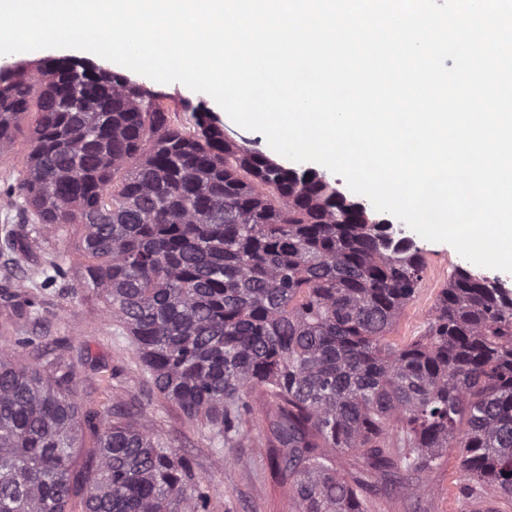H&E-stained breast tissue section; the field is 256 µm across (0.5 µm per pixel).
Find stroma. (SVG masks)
Listing matches in <instances>:
<instances>
[{
  "label": "stroma",
  "instance_id": "stroma-1",
  "mask_svg": "<svg viewBox=\"0 0 512 512\" xmlns=\"http://www.w3.org/2000/svg\"><path fill=\"white\" fill-rule=\"evenodd\" d=\"M138 81L176 110L181 122L191 121L194 110L207 109L223 118L224 132L230 140L268 153L265 136L225 121L224 110L210 95L189 90L179 82L159 83L143 75ZM37 119V112H27L18 124L12 146L0 150V193L23 179ZM83 236L79 224L34 235L23 270L34 271L52 260L64 268L66 275L37 288L39 306L34 320L19 319L11 306L0 301V350H10L16 337L36 336L40 343L29 348V362L65 356L79 376L76 393L82 404L95 410L108 406L113 412L134 417L162 442L187 455L196 475L208 478L218 490L213 499L214 512H288V485L271 472L270 450L260 433H253L250 442L230 449V463L218 465L206 431L153 389L130 342L116 337L115 323L105 313L102 295L81 276L88 262ZM417 244L425 257L422 286L388 335L390 342L399 346L424 334L449 275L454 267L467 264L450 244L422 238ZM425 483L426 490L404 492L392 475H379L367 499L368 512H512V500L474 490L464 480L455 449H446L442 467L429 474Z\"/></svg>",
  "mask_w": 512,
  "mask_h": 512
}]
</instances>
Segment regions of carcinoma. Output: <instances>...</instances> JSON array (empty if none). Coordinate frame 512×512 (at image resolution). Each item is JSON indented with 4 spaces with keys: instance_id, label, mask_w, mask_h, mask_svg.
<instances>
[{
    "instance_id": "carcinoma-1",
    "label": "carcinoma",
    "mask_w": 512,
    "mask_h": 512,
    "mask_svg": "<svg viewBox=\"0 0 512 512\" xmlns=\"http://www.w3.org/2000/svg\"><path fill=\"white\" fill-rule=\"evenodd\" d=\"M37 95L26 177L8 202L81 223L87 281L164 399L236 448L266 432L288 512H366L371 478H421L457 449L463 477L512 499V296L454 270L425 334L386 340L423 280L422 250L351 224L321 181L174 124L116 74L0 69V149ZM14 263L0 296L18 293ZM0 355V512H210L191 460L122 414L85 410L73 372ZM90 464L76 458L85 434ZM361 466L344 475L337 456Z\"/></svg>"
}]
</instances>
